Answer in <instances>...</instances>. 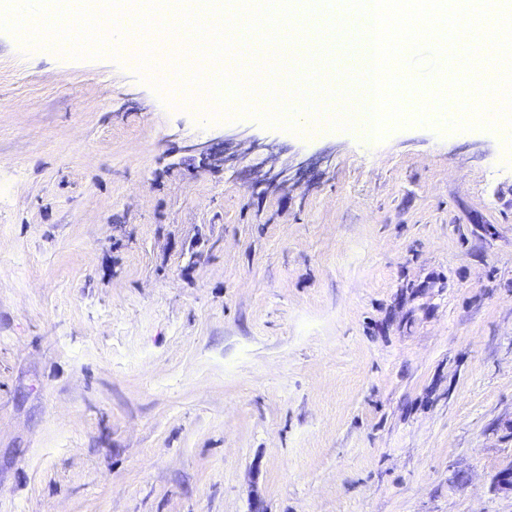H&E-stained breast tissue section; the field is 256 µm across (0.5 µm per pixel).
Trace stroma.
Instances as JSON below:
<instances>
[{"label": "stroma", "instance_id": "obj_1", "mask_svg": "<svg viewBox=\"0 0 512 512\" xmlns=\"http://www.w3.org/2000/svg\"><path fill=\"white\" fill-rule=\"evenodd\" d=\"M191 95L0 31V512H512L498 132ZM226 137L261 147L202 167Z\"/></svg>", "mask_w": 512, "mask_h": 512}]
</instances>
